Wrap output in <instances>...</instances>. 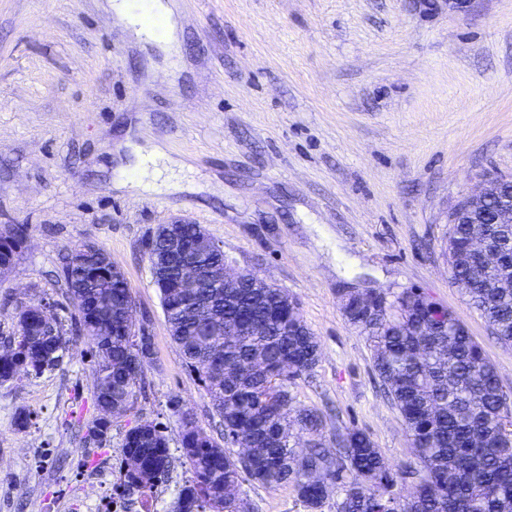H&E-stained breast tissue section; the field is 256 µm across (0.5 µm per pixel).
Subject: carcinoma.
Wrapping results in <instances>:
<instances>
[{"instance_id":"carcinoma-1","label":"carcinoma","mask_w":512,"mask_h":512,"mask_svg":"<svg viewBox=\"0 0 512 512\" xmlns=\"http://www.w3.org/2000/svg\"><path fill=\"white\" fill-rule=\"evenodd\" d=\"M198 224H186L188 244L181 260L209 268L224 254L196 255ZM469 224L448 233V261L455 274L476 287L468 304L493 328L503 344L512 343V289L499 288L511 278V265L487 267L468 248ZM78 245L63 268L67 307L74 310L75 334L92 346L97 371L94 397L125 408L136 395L145 360L139 337L128 334L123 313L132 303L130 289L112 276L85 285L87 259L75 261ZM165 321L187 365L204 383L224 431L250 440L245 464L230 450L196 432L179 406L173 413L181 429V453L192 478L180 490L173 512H244L243 482L291 485L307 512H322L336 490V512H512V419L507 391L483 347L448 313L449 336L439 335L433 303L413 288L392 296L386 309L370 317L349 296L343 304L348 321L366 335L374 369L398 409L418 466H393L365 433L351 430L336 437V447L319 441L322 416L291 409L294 381L312 373L319 341L288 301L287 293L254 279L237 288H178L159 284ZM21 335L0 351V380L21 373L40 375L63 362L66 333L55 314L36 313L18 328ZM295 419L288 420L290 411ZM168 438L151 423L125 438L120 483L112 487L119 512L152 492L170 472ZM410 486L396 494L398 485Z\"/></svg>"}]
</instances>
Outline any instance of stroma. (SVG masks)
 Segmentation results:
<instances>
[{
    "mask_svg": "<svg viewBox=\"0 0 512 512\" xmlns=\"http://www.w3.org/2000/svg\"><path fill=\"white\" fill-rule=\"evenodd\" d=\"M140 42L112 0H0V227L27 240L0 277V341L27 305L60 304L63 258L93 243L121 267L145 387L87 440L99 412L86 338L63 363L0 381V512H113L69 487L116 483L127 432L164 426L175 459L151 512H172L190 472L173 402L223 442L211 399L170 337L146 245L181 217L285 289L320 342L293 404L321 441L366 433L414 460L347 293L407 288L454 311L512 393L499 343L448 273V213L483 178L512 177V0H167ZM157 152L146 176L137 152ZM29 416L27 427L18 416ZM246 512H306L289 486L243 483Z\"/></svg>",
    "mask_w": 512,
    "mask_h": 512,
    "instance_id": "obj_1",
    "label": "stroma"
}]
</instances>
